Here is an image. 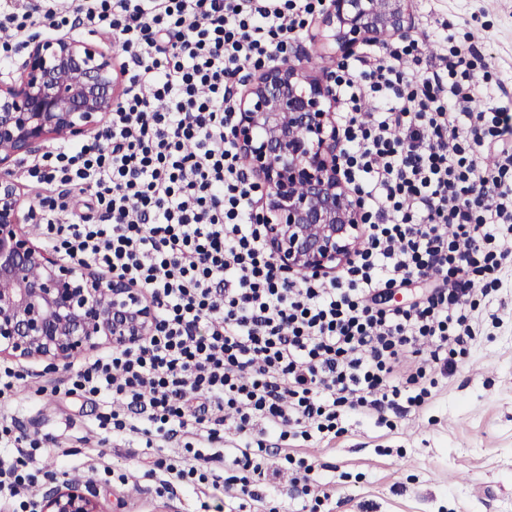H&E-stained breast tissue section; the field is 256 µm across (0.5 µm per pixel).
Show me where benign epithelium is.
I'll list each match as a JSON object with an SVG mask.
<instances>
[{"label": "benign epithelium", "mask_w": 512, "mask_h": 512, "mask_svg": "<svg viewBox=\"0 0 512 512\" xmlns=\"http://www.w3.org/2000/svg\"><path fill=\"white\" fill-rule=\"evenodd\" d=\"M409 0H330L328 38L342 54L387 30L405 32ZM112 48L69 36L30 39L0 76V355L67 366L104 338L129 346L152 334L155 309L126 280L63 264L25 234L33 212L16 167L59 139L97 131L122 102ZM330 83L290 61L263 68L240 105L236 143L268 189L267 241L288 270L331 272L353 254L359 208L343 189ZM38 512H99L90 490H45Z\"/></svg>", "instance_id": "7a95c632"}]
</instances>
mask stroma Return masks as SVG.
Returning a JSON list of instances; mask_svg holds the SVG:
<instances>
[{"label": "stroma", "mask_w": 512, "mask_h": 512, "mask_svg": "<svg viewBox=\"0 0 512 512\" xmlns=\"http://www.w3.org/2000/svg\"><path fill=\"white\" fill-rule=\"evenodd\" d=\"M454 23L471 38L512 94V0H411L409 34L426 18ZM314 19L290 58L319 72L335 65L334 45ZM492 292L501 323L480 318L481 336L456 369L439 377L432 400L393 426L343 418L336 438L294 443L319 468L327 512H512V266ZM98 405L54 396L24 401L22 432L56 436L64 458H36L39 486L88 484L99 512H194L197 495L149 476L141 448L98 443Z\"/></svg>", "instance_id": "stroma-1"}]
</instances>
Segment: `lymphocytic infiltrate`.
<instances>
[{"mask_svg":"<svg viewBox=\"0 0 512 512\" xmlns=\"http://www.w3.org/2000/svg\"><path fill=\"white\" fill-rule=\"evenodd\" d=\"M323 0H0V70L29 33L112 38L132 65L97 136L24 166L45 246L125 278L154 306L141 343L80 364L66 395L103 404L101 444L137 437L153 466L192 489L223 490L227 512L262 501L270 440L322 438L340 413L369 419L421 406L478 317L477 278L512 257V108L494 104L473 45L448 22L424 60L419 36L365 40L329 73L342 177L364 210L334 276L287 272L273 255L261 186L235 142L237 87L284 62ZM493 153L481 167L475 150ZM425 283L389 307L391 289ZM232 446H225V434ZM196 441L173 461L161 448ZM41 440L0 411V499L26 492ZM222 447L223 455L213 454Z\"/></svg>","mask_w":512,"mask_h":512,"instance_id":"obj_1","label":"lymphocytic infiltrate"}]
</instances>
